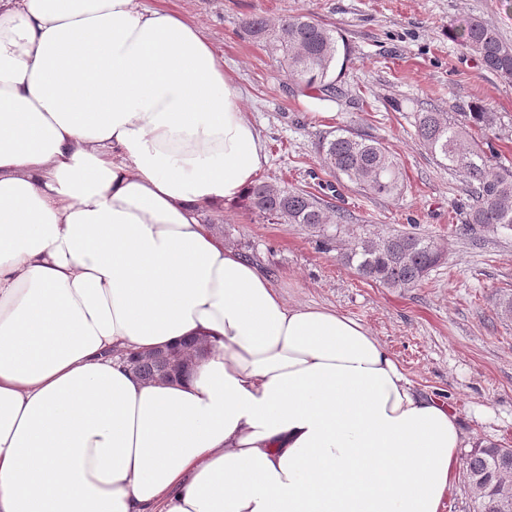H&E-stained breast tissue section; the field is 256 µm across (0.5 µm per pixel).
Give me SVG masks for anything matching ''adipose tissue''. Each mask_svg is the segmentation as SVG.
Returning <instances> with one entry per match:
<instances>
[{"label": "adipose tissue", "instance_id": "1", "mask_svg": "<svg viewBox=\"0 0 512 512\" xmlns=\"http://www.w3.org/2000/svg\"><path fill=\"white\" fill-rule=\"evenodd\" d=\"M266 162L179 11L0 0V512H442L455 411L202 224ZM166 369L165 360L143 356L137 361L134 371L147 382H157L165 375Z\"/></svg>", "mask_w": 512, "mask_h": 512}]
</instances>
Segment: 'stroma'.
<instances>
[{
    "instance_id": "obj_1",
    "label": "stroma",
    "mask_w": 512,
    "mask_h": 512,
    "mask_svg": "<svg viewBox=\"0 0 512 512\" xmlns=\"http://www.w3.org/2000/svg\"><path fill=\"white\" fill-rule=\"evenodd\" d=\"M196 21L242 92L249 119L265 138L261 180L318 192L343 215L326 225L347 246L355 235L414 232L444 257L417 287L385 288L359 279L314 230L271 224L241 202L208 212L226 247L257 261L288 305L335 308L365 325L417 390L448 401L468 440L512 446V317L499 300L512 294V229L468 224L459 205L466 183L423 146L418 112L457 117L483 105L495 112V162L512 166V82L484 70L455 37L477 18L512 43V0H167ZM259 14L277 21L309 14L348 46L337 96L299 92L263 44L244 29ZM369 135L403 172L398 196L370 195L324 168L318 146L329 132Z\"/></svg>"
}]
</instances>
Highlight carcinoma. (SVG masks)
<instances>
[{
  "label": "carcinoma",
  "instance_id": "carcinoma-1",
  "mask_svg": "<svg viewBox=\"0 0 512 512\" xmlns=\"http://www.w3.org/2000/svg\"><path fill=\"white\" fill-rule=\"evenodd\" d=\"M250 36L265 43L276 56L288 80L304 93L311 90L327 99L335 96L336 81L344 74L336 31L308 15L289 16L276 24L253 15L245 21ZM462 46L482 67L512 80V45L489 24L470 19L456 32ZM458 121L442 112H420L417 133L425 147L448 162L472 193L464 203L467 223L512 228V169L494 167L478 143L464 144L466 128L493 131L496 114L482 105L464 113ZM324 166L378 197H393L401 191V172L395 155L366 135L342 132L320 144ZM249 209L275 223L302 224L319 230L331 223L327 205L319 196L300 188L276 186L267 181L254 183L244 196ZM443 249L430 238L413 233L366 232L355 237L340 253L343 263L359 278L386 288L408 290L439 265ZM165 361L143 356L134 371L147 382L161 379ZM512 477V448L495 442L471 451L466 462L468 482L486 479L491 484Z\"/></svg>",
  "mask_w": 512,
  "mask_h": 512
}]
</instances>
